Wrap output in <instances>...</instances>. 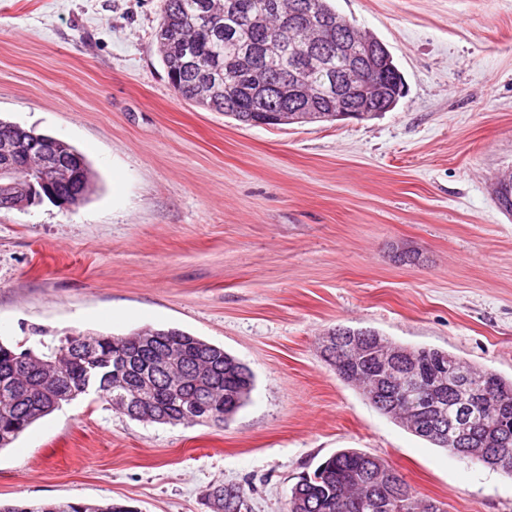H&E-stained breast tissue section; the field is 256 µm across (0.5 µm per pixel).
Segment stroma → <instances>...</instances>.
Wrapping results in <instances>:
<instances>
[{
	"label": "stroma",
	"mask_w": 512,
	"mask_h": 512,
	"mask_svg": "<svg viewBox=\"0 0 512 512\" xmlns=\"http://www.w3.org/2000/svg\"><path fill=\"white\" fill-rule=\"evenodd\" d=\"M407 92L371 120L246 126L171 88L159 0H0V120L82 152L71 211L0 210V341L175 327L255 375L226 423H143L89 394L0 449V501L285 512L342 448L445 512H512V476L381 414L318 350L371 328L512 377V0H332ZM205 499L212 512H241L245 506V495L240 487H210L205 493Z\"/></svg>",
	"instance_id": "1"
}]
</instances>
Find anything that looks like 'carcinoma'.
<instances>
[{
    "label": "carcinoma",
    "mask_w": 512,
    "mask_h": 512,
    "mask_svg": "<svg viewBox=\"0 0 512 512\" xmlns=\"http://www.w3.org/2000/svg\"><path fill=\"white\" fill-rule=\"evenodd\" d=\"M156 30L162 64L173 90L182 98L245 125L277 126L274 115L291 97L267 95L272 85L292 92L291 73L306 81V110L288 111V124L333 123L351 99L381 108L403 96L398 69L385 68L391 56L375 35L357 29L330 0H159ZM332 26L331 39L317 53L303 39L286 43L283 28L312 18ZM18 198L49 195L25 167L0 194ZM497 200L512 212V181L503 179ZM365 337L368 353L384 342L409 355L399 369H414L416 380H399L381 371L373 357L353 356L350 342L321 350L323 360L346 383L358 387L383 415L413 435L459 456L467 441H455L458 401L468 386L453 381L448 367L470 374L484 401L467 412L468 436L488 442L486 462L512 456V379L462 362L436 348H408L372 329L338 327ZM152 337L141 344V336ZM254 385L250 369L224 348L178 328H144L129 336L78 332L37 353L0 343V448L13 443L30 425L79 396L94 392L112 409L131 419L160 424L196 425L211 419L228 422L248 399ZM382 473L384 483L374 480ZM403 477L384 459L344 448L324 460L313 474L293 485L288 512H425V502L401 491ZM212 512H242L239 487L217 485L205 493ZM0 512H138L107 502L46 500L0 504Z\"/></svg>",
    "instance_id": "obj_1"
}]
</instances>
